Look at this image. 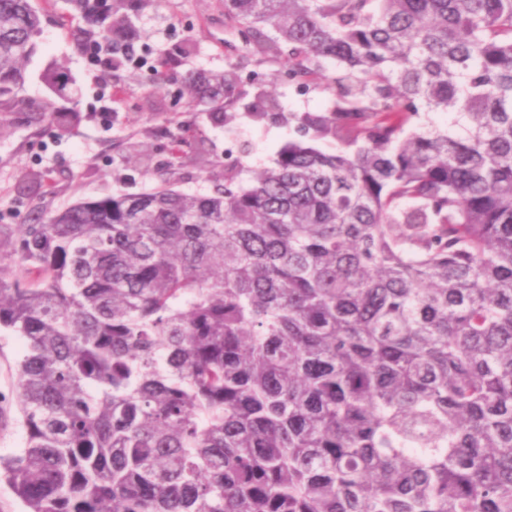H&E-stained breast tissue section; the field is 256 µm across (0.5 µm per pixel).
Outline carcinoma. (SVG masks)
Listing matches in <instances>:
<instances>
[{"label": "carcinoma", "mask_w": 512, "mask_h": 512, "mask_svg": "<svg viewBox=\"0 0 512 512\" xmlns=\"http://www.w3.org/2000/svg\"><path fill=\"white\" fill-rule=\"evenodd\" d=\"M147 2L69 0L79 47L126 65ZM46 17L0 0L6 112ZM224 27L301 87L335 62L332 103L237 112V63L192 74L214 123L303 138L247 185L186 194L171 162L0 230L26 345L0 484L24 512H512V0H224Z\"/></svg>", "instance_id": "obj_1"}]
</instances>
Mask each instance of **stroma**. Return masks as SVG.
<instances>
[{
  "label": "stroma",
  "mask_w": 512,
  "mask_h": 512,
  "mask_svg": "<svg viewBox=\"0 0 512 512\" xmlns=\"http://www.w3.org/2000/svg\"><path fill=\"white\" fill-rule=\"evenodd\" d=\"M66 0H55L43 24L37 52L27 66L28 79L20 96L22 108L0 127V225L16 229L33 212L54 211L77 200L96 199L121 190L138 193L160 180L168 161H175L177 186L189 194L208 193L224 169L242 163L243 178L253 169L272 166L282 146L300 139L296 123L245 122L227 130L206 114L193 111L178 78H154L150 61L175 47L187 49L181 68L219 72L228 59H240L244 87L274 84L281 111L321 112L332 93L323 85L297 87L283 73L287 62L262 63L239 58L235 40L224 27L221 0H154L141 22L140 66L107 70L81 53L76 30L65 27ZM50 65L75 80L72 100L50 93L40 78ZM51 107L80 113V124L69 133L44 124L32 125L27 111ZM186 127V139L173 145L164 128ZM38 174L46 191L18 195L22 175ZM25 352L20 337L0 338V455L22 448L24 431L14 402L15 364Z\"/></svg>",
  "instance_id": "1"
}]
</instances>
